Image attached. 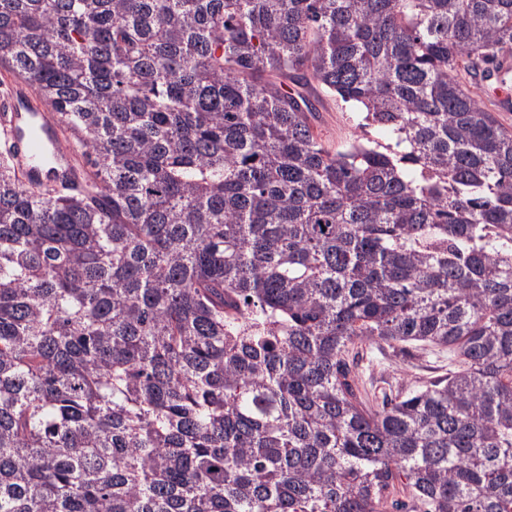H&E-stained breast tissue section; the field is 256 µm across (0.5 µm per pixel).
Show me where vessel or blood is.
I'll list each match as a JSON object with an SVG mask.
<instances>
[{
	"mask_svg": "<svg viewBox=\"0 0 512 512\" xmlns=\"http://www.w3.org/2000/svg\"><path fill=\"white\" fill-rule=\"evenodd\" d=\"M0 149L23 185L62 192L84 183V168L77 155L65 148L61 125L50 119L25 82H12L6 100L0 102Z\"/></svg>",
	"mask_w": 512,
	"mask_h": 512,
	"instance_id": "obj_1",
	"label": "vessel or blood"
}]
</instances>
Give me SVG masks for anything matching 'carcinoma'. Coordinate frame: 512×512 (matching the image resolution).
<instances>
[{
  "mask_svg": "<svg viewBox=\"0 0 512 512\" xmlns=\"http://www.w3.org/2000/svg\"><path fill=\"white\" fill-rule=\"evenodd\" d=\"M511 54L512 0H0L87 167L0 156V512H512ZM382 343L457 368L376 406ZM324 104L325 110L319 112L314 124L325 147L336 151L349 138L351 112L341 110L336 98H325Z\"/></svg>",
  "mask_w": 512,
  "mask_h": 512,
  "instance_id": "carcinoma-1",
  "label": "carcinoma"
}]
</instances>
